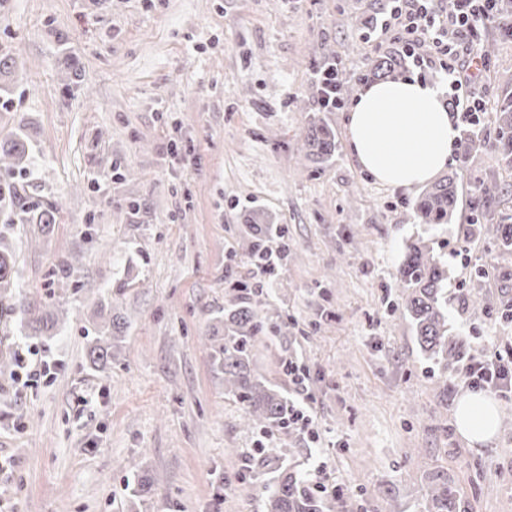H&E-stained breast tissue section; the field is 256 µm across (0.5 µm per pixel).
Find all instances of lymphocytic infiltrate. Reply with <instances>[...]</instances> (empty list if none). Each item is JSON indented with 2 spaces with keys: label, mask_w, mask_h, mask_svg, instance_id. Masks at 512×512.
<instances>
[{
  "label": "lymphocytic infiltrate",
  "mask_w": 512,
  "mask_h": 512,
  "mask_svg": "<svg viewBox=\"0 0 512 512\" xmlns=\"http://www.w3.org/2000/svg\"><path fill=\"white\" fill-rule=\"evenodd\" d=\"M498 0H390L375 26L378 36H391L413 66L439 65L448 75V111L465 125L480 124L487 112L475 92L491 64L475 45L490 25L512 34V19L497 11ZM469 384L492 392L512 383V348L466 366Z\"/></svg>",
  "instance_id": "1"
}]
</instances>
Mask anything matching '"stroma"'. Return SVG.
Wrapping results in <instances>:
<instances>
[{
	"instance_id": "1",
	"label": "stroma",
	"mask_w": 512,
	"mask_h": 512,
	"mask_svg": "<svg viewBox=\"0 0 512 512\" xmlns=\"http://www.w3.org/2000/svg\"><path fill=\"white\" fill-rule=\"evenodd\" d=\"M387 0H0V53L19 66L5 84L0 131L31 146L17 180L30 201L58 204L52 233L14 225L21 288L59 304L55 334L26 336L0 305V358L36 347L59 360L50 379L18 387L0 375V501L15 512H264L280 466L339 484L331 512H431L448 481L465 512H512V392L493 394L492 441L456 431L463 364L427 361L395 302L410 240L448 263V335L476 357L512 348V251L473 234L474 178L499 185L490 213L512 215V164L484 152L464 169L454 218L417 223L418 188L378 182L351 155L349 109L319 103L313 74L333 53L355 83L422 77L437 67L399 60L389 38L366 40ZM79 83L62 82L66 63ZM336 133L326 162L306 158L311 122ZM190 144L192 165L171 141ZM284 228L288 253L260 297L288 330L258 337L251 367L294 404H307L325 439L271 436L261 462L243 406L213 362L212 314L252 281L244 217ZM75 264L58 280L59 265ZM483 274L490 306L459 298ZM126 282L123 295L112 287ZM128 327L106 367L86 350L113 315ZM308 372L299 395L288 359ZM157 483L137 493V477Z\"/></svg>"
}]
</instances>
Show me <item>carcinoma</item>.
I'll return each instance as SVG.
<instances>
[{"instance_id":"1","label":"carcinoma","mask_w":512,"mask_h":512,"mask_svg":"<svg viewBox=\"0 0 512 512\" xmlns=\"http://www.w3.org/2000/svg\"><path fill=\"white\" fill-rule=\"evenodd\" d=\"M501 111L507 122L499 124L494 137L487 135L469 139L468 148L478 147L505 161L512 162V107ZM305 156L319 160L336 149L334 134L327 128L312 125L304 139ZM30 158L29 142L17 133L0 136V172L14 174L26 168ZM461 171L444 176L423 189L414 204L416 217L422 224H446L456 207V185ZM498 192L497 183L482 179L476 183V205L471 214L472 223L479 233L489 236L502 248L512 246V224L505 216L497 224L489 223L487 203ZM0 204L16 206L19 220L35 224L43 235L51 232L56 223L58 209L26 202L16 187L0 185ZM9 228L0 232V292L9 298L10 310L24 321L32 336H49L57 325L55 310L45 303L31 301L20 291L19 274L7 240ZM401 288V305L413 326L418 343L428 358L444 367L450 362L469 358L460 342L450 343L448 338V263L435 255L426 245L416 240L405 246L403 259L396 270ZM481 273H476L469 287L463 289L462 300L475 309H484L480 293ZM240 295L236 302L224 310V337L216 340L213 357L224 369V389L244 406L243 426L248 431L288 433L292 423L288 420V399L268 385L251 369L250 355L255 338L262 332L268 317L258 309L252 299L250 285L242 281L237 285ZM121 333L118 319L112 320V335L100 336L87 352L91 366L106 364L112 356V337ZM432 512H448L450 492L448 481L436 483L430 491ZM267 512H325V506L296 473L288 467L278 469L274 484L265 503Z\"/></svg>"}]
</instances>
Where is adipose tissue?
Returning a JSON list of instances; mask_svg holds the SVG:
<instances>
[{
	"label": "adipose tissue",
	"instance_id": "adipose-tissue-1",
	"mask_svg": "<svg viewBox=\"0 0 512 512\" xmlns=\"http://www.w3.org/2000/svg\"><path fill=\"white\" fill-rule=\"evenodd\" d=\"M457 129L441 90L417 79L375 83L350 114V150L380 183L410 187L431 180L448 163ZM454 420L470 444H484L499 424L497 405L476 394L457 398Z\"/></svg>",
	"mask_w": 512,
	"mask_h": 512
}]
</instances>
